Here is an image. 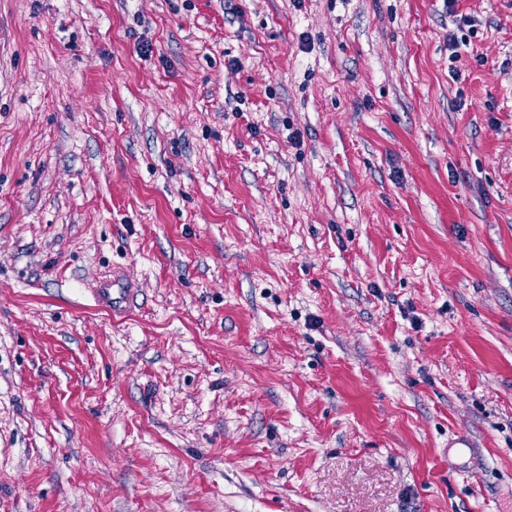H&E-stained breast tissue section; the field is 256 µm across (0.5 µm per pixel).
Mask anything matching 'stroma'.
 Masks as SVG:
<instances>
[{
    "mask_svg": "<svg viewBox=\"0 0 512 512\" xmlns=\"http://www.w3.org/2000/svg\"><path fill=\"white\" fill-rule=\"evenodd\" d=\"M0 512H512V0H0ZM137 292L132 282L114 270L112 278L94 290V305L110 311L113 318L125 317L134 303Z\"/></svg>",
    "mask_w": 512,
    "mask_h": 512,
    "instance_id": "35a3bbf8",
    "label": "stroma"
}]
</instances>
